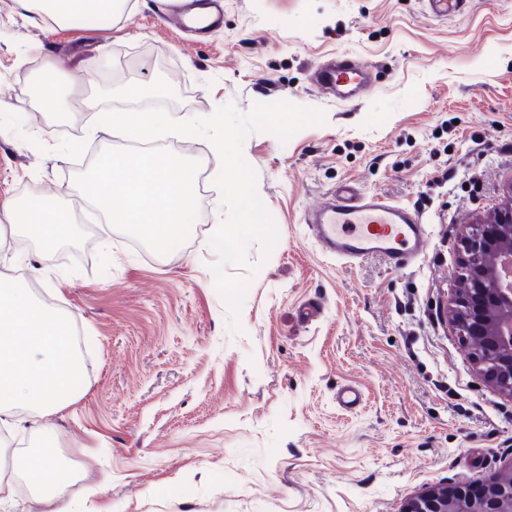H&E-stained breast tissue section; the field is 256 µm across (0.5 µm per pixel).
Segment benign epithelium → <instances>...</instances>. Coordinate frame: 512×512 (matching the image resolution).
I'll return each instance as SVG.
<instances>
[{
	"label": "benign epithelium",
	"instance_id": "obj_1",
	"mask_svg": "<svg viewBox=\"0 0 512 512\" xmlns=\"http://www.w3.org/2000/svg\"><path fill=\"white\" fill-rule=\"evenodd\" d=\"M459 277L467 285L450 313L473 353L479 371L512 399V282L504 283L500 263L512 261V196L503 210L486 216L463 239ZM404 512H512V469L487 485L480 498L433 487L409 499Z\"/></svg>",
	"mask_w": 512,
	"mask_h": 512
}]
</instances>
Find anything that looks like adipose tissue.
Wrapping results in <instances>:
<instances>
[{
    "label": "adipose tissue",
    "mask_w": 512,
    "mask_h": 512,
    "mask_svg": "<svg viewBox=\"0 0 512 512\" xmlns=\"http://www.w3.org/2000/svg\"><path fill=\"white\" fill-rule=\"evenodd\" d=\"M40 13L65 21L131 14L129 0H21ZM199 165L180 156L146 152L106 157L91 180L87 197L113 223L133 227L143 238L166 247L181 236L195 211ZM70 214L47 201L20 209L0 202V234L24 233L52 249L67 234ZM68 320L34 299L18 284L0 281V416L13 410L42 411L67 401L65 385L78 368L67 332Z\"/></svg>",
    "instance_id": "obj_1"
}]
</instances>
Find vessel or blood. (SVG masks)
<instances>
[{
  "mask_svg": "<svg viewBox=\"0 0 512 512\" xmlns=\"http://www.w3.org/2000/svg\"><path fill=\"white\" fill-rule=\"evenodd\" d=\"M437 19L462 16L468 0H422ZM369 67L356 58L339 55L319 63L311 72L312 85L336 99L362 97L371 83ZM313 237L328 255L358 261L371 255L387 257L402 268L423 255L428 234L419 214L382 192L353 182L339 185L331 197L308 212Z\"/></svg>",
  "mask_w": 512,
  "mask_h": 512,
  "instance_id": "b4317fda",
  "label": "vessel or blood"
}]
</instances>
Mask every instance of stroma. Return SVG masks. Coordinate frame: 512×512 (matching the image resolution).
Here are the masks:
<instances>
[{"label": "stroma", "instance_id": "35a3bbf8", "mask_svg": "<svg viewBox=\"0 0 512 512\" xmlns=\"http://www.w3.org/2000/svg\"><path fill=\"white\" fill-rule=\"evenodd\" d=\"M224 24L191 39L140 0L104 25L59 24L0 0V199L25 191L76 217L77 250L0 242V278L19 281L81 334L73 400L16 411L0 463L42 447L76 458L71 512H402L438 484L484 485L512 468V400L474 366L443 309L459 287L462 237L504 207L512 185V0H471L458 18L420 0H223ZM184 90L174 118L287 101L324 113L287 141L250 135L246 161L279 240L257 264L230 333L208 238L223 216L220 170L201 138L159 149L199 160L195 223L158 249L98 224L82 182L98 157L135 149L83 111L106 72L140 82L145 50ZM339 54L371 66L357 100L318 94L310 73ZM62 61L64 111L32 100V76ZM416 209L429 248L395 268L322 251L306 212L341 183ZM319 315L303 321L305 306ZM364 403L346 412L338 387Z\"/></svg>", "mask_w": 512, "mask_h": 512}]
</instances>
